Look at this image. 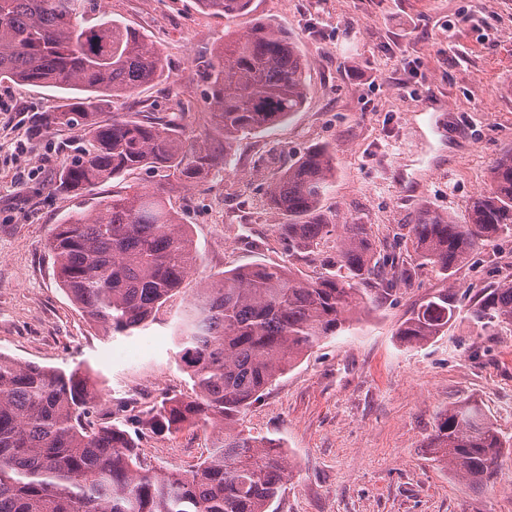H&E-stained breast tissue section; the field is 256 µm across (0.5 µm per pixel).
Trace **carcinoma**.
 <instances>
[{
  "label": "carcinoma",
  "instance_id": "carcinoma-1",
  "mask_svg": "<svg viewBox=\"0 0 512 512\" xmlns=\"http://www.w3.org/2000/svg\"><path fill=\"white\" fill-rule=\"evenodd\" d=\"M198 2L233 19L251 0ZM86 3L0 0V78L70 95L54 120L84 133L86 147L62 168L58 188L78 194L125 172H163L151 189L130 185L91 211L70 213L49 243L60 287L89 322L107 335L130 336L157 321L197 264L188 225L167 205V188L204 178L217 156L190 142L182 112L146 121L97 118L103 103L162 76L165 62L104 13L84 25ZM207 69L208 107L226 155L240 135L280 125L307 100L305 55L263 20L243 34L225 33ZM333 176V155L319 147L269 181L265 202L280 216L277 231L290 255L315 254L329 235L322 201ZM489 178L491 191L472 199L461 223L417 211L408 235L421 264L450 276L485 242L512 236V150L494 161ZM327 265L335 272L315 279L285 264L238 266L207 280L180 310L171 339L193 394L165 393L132 423L139 436L212 429L208 455L188 473L143 464L128 430L93 419L99 393L89 370L0 356V512H269L291 463L279 440L240 429L242 415L308 351L412 280L410 269L377 258L366 224L342 225ZM388 266L385 287H367ZM458 303L451 289L429 297L400 326L401 341L438 336ZM471 317L486 333L512 331V279L485 289ZM429 447L448 472L479 491L499 479V458L512 440L468 401L440 414Z\"/></svg>",
  "mask_w": 512,
  "mask_h": 512
}]
</instances>
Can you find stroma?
I'll return each instance as SVG.
<instances>
[{"instance_id":"1","label":"stroma","mask_w":512,"mask_h":512,"mask_svg":"<svg viewBox=\"0 0 512 512\" xmlns=\"http://www.w3.org/2000/svg\"><path fill=\"white\" fill-rule=\"evenodd\" d=\"M102 10L153 43L166 67L160 80L104 104L100 120L183 107L191 141L227 158L167 194L199 256L184 295L251 263L324 273L335 237L320 254L289 259L279 218L263 204L277 169L315 147L328 146L335 159L323 201L329 223L369 225L378 251L406 263L412 249L400 233L414 213L427 207L463 220L472 198L489 190L492 163L512 149V0H251L232 19L204 12L198 0H103L89 4L86 24ZM259 19L281 26L308 59L307 101L284 124L244 134L228 151L208 115L203 63L225 31L244 32ZM64 104L54 89L0 78V355L83 364L104 397L98 418L123 422L128 393L149 405L167 392L190 393V377L166 325L110 337L87 322L60 288L47 242L72 211L156 179L143 169L79 196L58 190L63 164L82 144L79 132L52 121ZM433 105L447 141L422 194L409 200L393 170L417 158L413 116ZM510 278L512 236L486 242L451 278L416 268L410 287L280 377L241 421L252 435L280 439L291 462L274 512H512V450L500 460L503 481L477 495L428 447L440 413L466 400L512 437V332L485 335L462 305L441 336L416 345L397 336L412 309L439 291ZM140 445L147 464L184 472L206 457L210 434L185 428L145 435Z\"/></svg>"}]
</instances>
